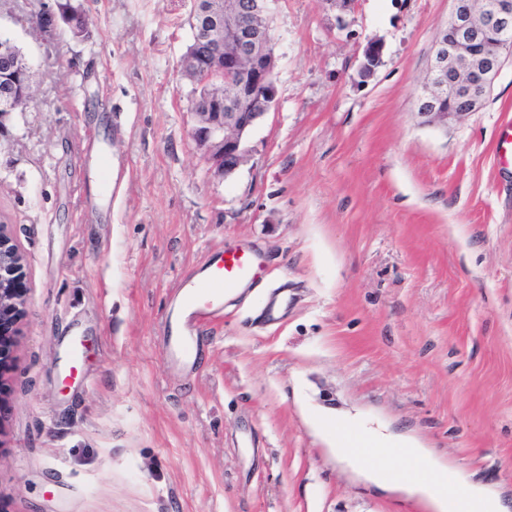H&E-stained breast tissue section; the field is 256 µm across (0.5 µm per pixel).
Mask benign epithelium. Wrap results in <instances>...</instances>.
I'll list each match as a JSON object with an SVG mask.
<instances>
[{"label":"benign epithelium","instance_id":"obj_1","mask_svg":"<svg viewBox=\"0 0 512 512\" xmlns=\"http://www.w3.org/2000/svg\"><path fill=\"white\" fill-rule=\"evenodd\" d=\"M278 0H207V24L184 57V74L202 92L191 138L211 169L229 176L247 160L245 137L277 96L271 22ZM437 30L418 111L445 123L477 111L512 59V0H452ZM30 292L26 256L10 224H0V447L6 446L9 388Z\"/></svg>","mask_w":512,"mask_h":512}]
</instances>
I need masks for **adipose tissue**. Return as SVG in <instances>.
Here are the masks:
<instances>
[{"instance_id":"1","label":"adipose tissue","mask_w":512,"mask_h":512,"mask_svg":"<svg viewBox=\"0 0 512 512\" xmlns=\"http://www.w3.org/2000/svg\"><path fill=\"white\" fill-rule=\"evenodd\" d=\"M311 424L327 437L338 458L349 467L365 472L376 484L385 485L395 480L398 468L416 470L417 476L410 481V488L424 494L438 512H499L501 508L499 501L476 490L457 496L459 480L453 470L427 464L421 448L393 439L382 428L361 427L350 417L337 426L326 417L315 416ZM358 431L364 433L369 452L358 451L347 444V436Z\"/></svg>"}]
</instances>
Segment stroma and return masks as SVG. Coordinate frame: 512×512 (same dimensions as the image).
I'll list each match as a JSON object with an SVG mask.
<instances>
[{
    "label": "stroma",
    "instance_id": "obj_1",
    "mask_svg": "<svg viewBox=\"0 0 512 512\" xmlns=\"http://www.w3.org/2000/svg\"><path fill=\"white\" fill-rule=\"evenodd\" d=\"M71 2L78 37L37 25L55 0H0L33 81L0 121V216L31 284L0 512H433L337 460L310 423L336 411L512 512V60L479 111L430 124L451 0H282L276 105L226 177L190 137L192 0ZM229 249L264 277L175 370L169 306Z\"/></svg>",
    "mask_w": 512,
    "mask_h": 512
}]
</instances>
